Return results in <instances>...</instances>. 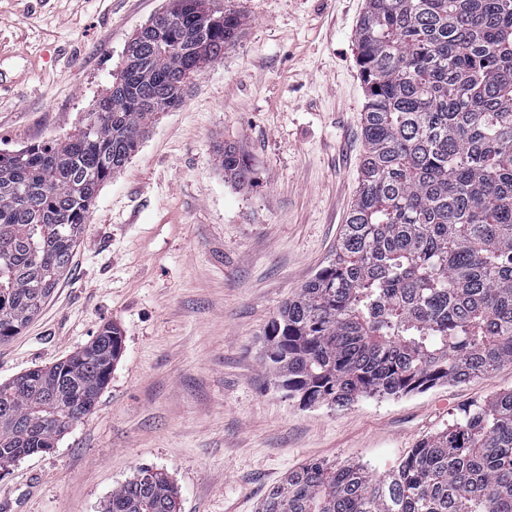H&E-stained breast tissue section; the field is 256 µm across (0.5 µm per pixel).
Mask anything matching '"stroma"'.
Returning <instances> with one entry per match:
<instances>
[{
  "mask_svg": "<svg viewBox=\"0 0 512 512\" xmlns=\"http://www.w3.org/2000/svg\"><path fill=\"white\" fill-rule=\"evenodd\" d=\"M238 43L160 115L105 183L41 312L0 344V381L68 357L108 324L124 353L88 419L0 473V512H103L139 469L179 512H257L288 470L382 474L462 410L512 388V364L351 406L303 407L259 361L263 330L327 264L359 187L365 0H223ZM168 0H0V153L74 131ZM255 166L225 178L216 144Z\"/></svg>",
  "mask_w": 512,
  "mask_h": 512,
  "instance_id": "1",
  "label": "stroma"
}]
</instances>
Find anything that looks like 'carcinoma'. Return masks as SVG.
Masks as SVG:
<instances>
[{"label": "carcinoma", "instance_id": "carcinoma-1", "mask_svg": "<svg viewBox=\"0 0 512 512\" xmlns=\"http://www.w3.org/2000/svg\"><path fill=\"white\" fill-rule=\"evenodd\" d=\"M169 0L119 75L63 139L0 154V343L38 313L100 187L159 114L238 42L242 15ZM361 179L334 258L269 321L260 359L305 407H346L464 382L512 363V0H366ZM245 187L252 158L218 145ZM124 352L107 324L50 366L0 382V471L89 418ZM141 468L104 512H177ZM258 512H512V389L463 410L387 473L303 464Z\"/></svg>", "mask_w": 512, "mask_h": 512}]
</instances>
